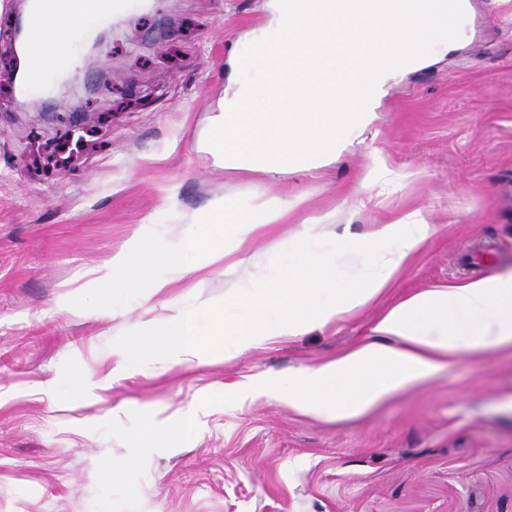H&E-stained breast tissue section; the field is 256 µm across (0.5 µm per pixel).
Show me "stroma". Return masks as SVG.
I'll list each match as a JSON object with an SVG mask.
<instances>
[{
    "mask_svg": "<svg viewBox=\"0 0 512 512\" xmlns=\"http://www.w3.org/2000/svg\"><path fill=\"white\" fill-rule=\"evenodd\" d=\"M23 0H0V512H512V350L460 355L366 417L303 416L265 392L368 339L381 314L427 288L512 267V0H470L464 39L410 65L362 137L326 166L221 171L202 142L230 52L266 20L262 0H138L68 45L67 86L16 91ZM398 181L377 184L383 169ZM292 201L252 239L260 263L163 271L154 295L87 286L85 271L138 231L163 245L213 200L251 210L258 184ZM369 196L352 205L353 191ZM421 211L435 231L378 298L323 327L234 356L143 358L117 346L178 311L200 331L225 293L277 275L284 239L331 215L322 241L360 245L369 225ZM99 381L67 390L74 369ZM192 414L183 447L161 441ZM134 457L118 485L105 462Z\"/></svg>",
    "mask_w": 512,
    "mask_h": 512,
    "instance_id": "obj_1",
    "label": "stroma"
}]
</instances>
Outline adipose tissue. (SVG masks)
<instances>
[{"label":"adipose tissue","instance_id":"obj_1","mask_svg":"<svg viewBox=\"0 0 512 512\" xmlns=\"http://www.w3.org/2000/svg\"><path fill=\"white\" fill-rule=\"evenodd\" d=\"M90 19V13L72 8L53 22L37 25L36 41L49 44L50 50L31 54L33 72L47 73L64 63L62 46L73 33L86 29ZM289 209L288 203L264 193L250 213L215 200L199 219L197 232L172 247L155 246L147 235H140L109 260L89 268L88 281L103 285L119 280L130 286L142 282L156 291L166 286L156 277L161 269L189 263L200 272L228 258L241 266L248 261L243 251L247 241L268 225L281 223ZM328 223L327 217L314 218L304 229L302 243L289 248L277 242L271 247L279 266L299 264L309 271V278L299 283L284 278L254 280L236 289L225 298L223 309L213 312L207 337L200 333L193 312H178L162 328L138 333L132 343L120 347L123 365L134 369L146 355L195 356L214 349L222 338L241 351L327 325L390 287L403 264L434 232L433 225L410 214L370 225L364 235L366 245L359 250L342 245L310 249L317 229ZM212 226L231 235V250L206 247ZM372 332V341L279 383L275 397L303 415L356 420L422 385L456 356L488 347L512 348V270L421 291L389 308Z\"/></svg>","mask_w":512,"mask_h":512}]
</instances>
